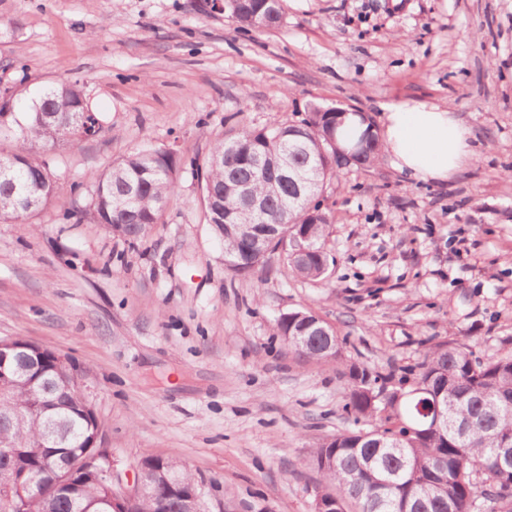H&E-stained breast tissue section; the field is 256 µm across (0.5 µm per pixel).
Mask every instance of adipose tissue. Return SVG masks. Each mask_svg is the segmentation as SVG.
Segmentation results:
<instances>
[{
  "instance_id": "adipose-tissue-1",
  "label": "adipose tissue",
  "mask_w": 512,
  "mask_h": 512,
  "mask_svg": "<svg viewBox=\"0 0 512 512\" xmlns=\"http://www.w3.org/2000/svg\"><path fill=\"white\" fill-rule=\"evenodd\" d=\"M381 134L395 166L423 181L448 180L475 158L466 126L425 102L386 105Z\"/></svg>"
}]
</instances>
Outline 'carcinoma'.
I'll return each mask as SVG.
<instances>
[{
	"mask_svg": "<svg viewBox=\"0 0 512 512\" xmlns=\"http://www.w3.org/2000/svg\"><path fill=\"white\" fill-rule=\"evenodd\" d=\"M239 27L256 29L255 6L249 0H233L229 7ZM261 13L270 27L282 21L279 0H264ZM92 113L95 123L102 116L85 101L76 83L55 85L32 99L29 111L20 115L23 127L0 125V136L13 135L14 148L0 153V163L21 160L13 180L0 178V221L28 215L21 203L24 193L35 191L39 206L46 205L54 188L37 180L50 173L48 163L34 157V147L60 139V129L73 124L76 111ZM347 113L314 105L297 122L274 118L260 128H244L213 142L200 176L205 219L215 237L224 242V266L237 276H248L258 263L248 256L249 235L242 231L271 228L276 233L272 252L284 255L288 272L296 277L321 280L330 268L326 237L332 223L323 194L349 165L369 167L380 157L383 145L370 117L359 112L364 126L362 147L343 162L339 132ZM276 162L288 158L298 179L311 189L297 192L288 181L272 180L255 165V158ZM179 160L162 148L130 155L94 175L95 197L90 208L80 211V220L99 224L107 220L112 233L133 244L160 222L174 193ZM265 201L261 212L240 201L242 189ZM277 335L300 355L320 362H339L345 339L319 315L308 309L291 310L279 316ZM44 376L53 379L76 370L54 351L39 346ZM343 410L353 428L326 439L312 453L310 465L321 475L322 489L336 496V512H474L477 498L487 503V512H512V462L501 449L512 448V354L481 358L468 348L440 341L431 345L421 361L397 375L361 366L347 365ZM442 394L455 403L448 424L428 425L418 433L420 398ZM387 411L385 422L370 429L361 423L378 409ZM22 412L27 427L21 434L0 428L12 441L21 468L27 470L26 485L13 479L12 464L0 459V512H12V501L27 499L28 512H100L107 491L117 484H103L96 463L85 466L78 488L51 491L47 467L60 456H81L99 431L91 404L80 392L59 394L53 415L62 433L49 438L48 413L40 390L28 382L14 385L0 397V416ZM177 476L185 487L197 485L187 467L174 460L156 464ZM182 499L161 494L140 500L135 512H186Z\"/></svg>",
	"mask_w": 512,
	"mask_h": 512,
	"instance_id": "1",
	"label": "carcinoma"
}]
</instances>
